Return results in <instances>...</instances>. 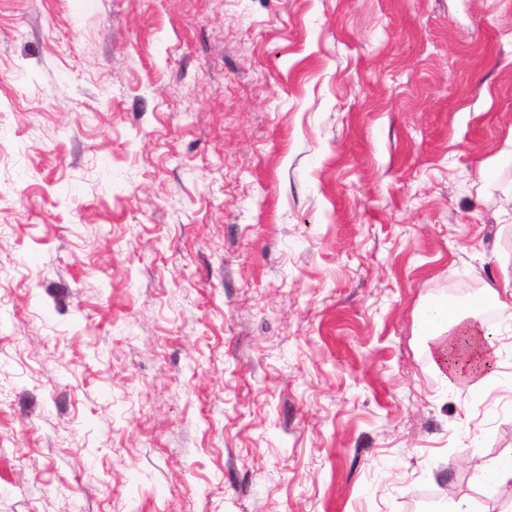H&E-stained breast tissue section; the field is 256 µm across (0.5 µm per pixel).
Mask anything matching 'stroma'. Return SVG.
<instances>
[{"label":"stroma","instance_id":"obj_1","mask_svg":"<svg viewBox=\"0 0 512 512\" xmlns=\"http://www.w3.org/2000/svg\"><path fill=\"white\" fill-rule=\"evenodd\" d=\"M512 0H0V512H505ZM512 277L506 276L503 293L490 289L475 296L473 304L453 307L447 299L428 301L416 320V335L441 378L443 393L475 390L496 372L501 359L495 323L484 322L477 302L485 299L500 309L512 307ZM474 480L487 493L496 495L500 489L512 485V457L485 465L475 473Z\"/></svg>","mask_w":512,"mask_h":512}]
</instances>
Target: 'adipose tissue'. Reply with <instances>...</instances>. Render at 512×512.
<instances>
[{
  "label": "adipose tissue",
  "instance_id": "adipose-tissue-1",
  "mask_svg": "<svg viewBox=\"0 0 512 512\" xmlns=\"http://www.w3.org/2000/svg\"><path fill=\"white\" fill-rule=\"evenodd\" d=\"M415 329L444 393L478 389L495 374L501 359L496 326L480 318L476 305L452 309L447 300L428 301Z\"/></svg>",
  "mask_w": 512,
  "mask_h": 512
}]
</instances>
